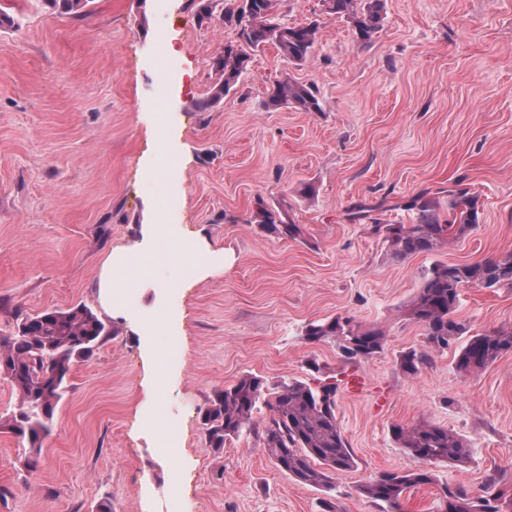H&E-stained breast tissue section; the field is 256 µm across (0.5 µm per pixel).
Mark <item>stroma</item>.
Returning <instances> with one entry per match:
<instances>
[{
    "label": "stroma",
    "mask_w": 512,
    "mask_h": 512,
    "mask_svg": "<svg viewBox=\"0 0 512 512\" xmlns=\"http://www.w3.org/2000/svg\"><path fill=\"white\" fill-rule=\"evenodd\" d=\"M235 0H90L83 18L43 0H0L15 28L0 30V337L16 318L77 304L97 308L108 250L135 244L145 224H174L224 249V269L189 283L186 260L155 255L131 271L134 298L108 321L117 333L75 363L37 468L27 445L0 428V512H321L322 490L285 476L252 434L216 451L200 412L215 391L251 373L273 384L346 370L335 345L305 327L349 315L386 333L359 362L369 393L338 392L336 417L357 468L335 473L337 512H381L358 487L386 471L430 470L404 512H435L439 485L475 491L493 471L512 475V353L461 376L455 348L429 351L416 375L397 360L428 349L401 306L432 263L512 253V0H385L382 29L360 43L324 0H277L280 21L318 22V41L295 66L275 47L256 52L219 105L197 112L235 40L218 19ZM178 53L166 60L164 44ZM312 85L322 106L267 105L284 79ZM188 149L177 178L157 188L143 164L166 169L160 122ZM463 183L479 224L435 253L395 261L356 205L386 224L412 223L426 192L447 218ZM314 194L303 197V186ZM300 224L298 239L252 224L256 199ZM183 313L177 356L158 362L147 398L142 336L161 344ZM458 316L472 331L512 328V289H464ZM464 437L457 467L411 457L394 425L420 422ZM179 471V484L170 474Z\"/></svg>",
    "instance_id": "35a3bbf8"
}]
</instances>
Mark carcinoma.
Here are the masks:
<instances>
[{
    "mask_svg": "<svg viewBox=\"0 0 512 512\" xmlns=\"http://www.w3.org/2000/svg\"><path fill=\"white\" fill-rule=\"evenodd\" d=\"M61 16L86 15L89 0H44ZM328 13L352 20L357 38L366 42L383 25L385 0H326ZM220 19L238 27L236 44L224 46L214 62L216 82L210 95L195 109L207 112L238 82L251 61V53L274 46L289 62H305L317 41L318 24L288 26L274 12V0H239ZM288 104L303 112H320L314 88L293 79L277 84L267 105ZM412 224H382L372 221V231L382 237L394 260L430 253L469 234L478 225V201L467 188L448 191L450 220L441 222L436 201L424 194L411 203ZM253 223L278 237L297 239L299 225L283 220L261 198L255 201ZM511 288L512 253L477 262L452 264L437 261L423 272L420 287L404 305L403 315L424 330L429 347L445 351L464 335L455 366L470 375L486 369L500 356L512 352V329L487 330L469 334L470 328L458 319L462 290L468 287ZM115 330L84 304L66 310H46L27 315L8 336L0 337V377L8 380L17 396V406L6 418L5 427L26 441V464L34 468L40 461L43 443L50 434L55 411L67 392L72 365L89 360ZM311 343H334L343 361L357 363L382 352L385 334L375 326H364L352 316L338 315L316 321L305 328ZM429 361L424 350L410 348L399 356L400 369L415 375ZM316 376L308 382L297 379L269 385L256 375L246 374L215 391L201 411V421L210 448L221 450L228 440L249 431L260 437L275 467L296 481L313 487L332 489V475L357 466L356 458L342 435L336 418V382L317 377L321 368L311 361ZM264 405L269 415L262 423L253 414ZM392 436L398 447L423 461L464 465L469 456L467 442L430 423L395 425ZM434 483L427 470L383 472L359 486L360 494L373 499L382 512H402L403 495L411 488ZM439 512H512V478L497 471L489 476L481 493L473 496L461 485L443 484L439 492Z\"/></svg>",
    "mask_w": 512,
    "mask_h": 512,
    "instance_id": "carcinoma-1",
    "label": "carcinoma"
}]
</instances>
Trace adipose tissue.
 Instances as JSON below:
<instances>
[{"label": "adipose tissue", "mask_w": 512, "mask_h": 512, "mask_svg": "<svg viewBox=\"0 0 512 512\" xmlns=\"http://www.w3.org/2000/svg\"><path fill=\"white\" fill-rule=\"evenodd\" d=\"M162 238L176 240L182 253L190 261V269L195 279H205L224 266L223 250L212 248L207 239L179 238L175 227L170 224L144 225L138 248L122 247L111 250L102 262L97 279V293L105 309L122 308L128 304L132 294V284L127 278L128 270L132 266L149 262L154 254L155 242Z\"/></svg>", "instance_id": "ef3b65f1"}]
</instances>
